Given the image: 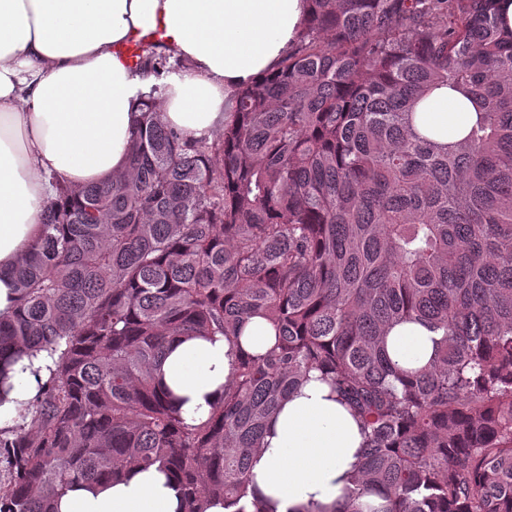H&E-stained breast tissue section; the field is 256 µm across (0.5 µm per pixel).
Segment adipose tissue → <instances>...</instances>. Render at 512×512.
I'll list each match as a JSON object with an SVG mask.
<instances>
[{"instance_id":"adipose-tissue-1","label":"adipose tissue","mask_w":512,"mask_h":512,"mask_svg":"<svg viewBox=\"0 0 512 512\" xmlns=\"http://www.w3.org/2000/svg\"><path fill=\"white\" fill-rule=\"evenodd\" d=\"M304 0H0V317L18 306L12 269L38 240L54 184L97 183L124 171L141 92L153 78L122 54L149 37L189 61L171 74L164 124L200 138L221 131L239 87L276 70L303 24ZM416 127L440 143L461 140L476 108L447 86L414 106ZM431 331L406 322L389 330L390 358L421 368L433 355ZM275 342L267 320L251 317L237 340H174L156 377L189 424L224 398L241 354ZM52 361L22 359L0 396V427L40 392ZM364 435L328 386L310 380L266 427L250 459L256 492L272 512H341L362 464ZM57 512H180L181 489L163 469H131L114 481L74 483Z\"/></svg>"}]
</instances>
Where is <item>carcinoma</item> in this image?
<instances>
[{
    "mask_svg": "<svg viewBox=\"0 0 512 512\" xmlns=\"http://www.w3.org/2000/svg\"><path fill=\"white\" fill-rule=\"evenodd\" d=\"M305 2L297 45L210 139L159 119L182 61L133 47L156 83L126 171L57 186L14 271L0 393L25 355L53 367L0 427V512H53L76 482L155 464L184 512H269L249 460L314 371L365 435L341 512H512V33L496 0ZM443 85L478 110L448 145L413 110ZM254 315L274 346L185 424L154 382L166 344L236 338ZM407 321L437 334L425 368L385 351Z\"/></svg>",
    "mask_w": 512,
    "mask_h": 512,
    "instance_id": "carcinoma-1",
    "label": "carcinoma"
}]
</instances>
